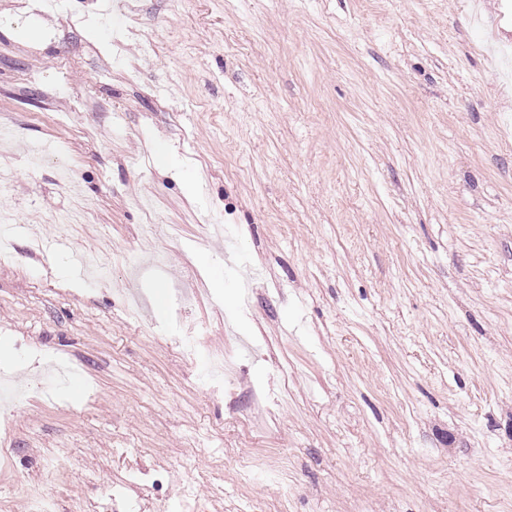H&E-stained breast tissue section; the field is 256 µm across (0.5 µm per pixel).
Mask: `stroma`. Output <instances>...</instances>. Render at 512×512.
I'll list each match as a JSON object with an SVG mask.
<instances>
[{
    "instance_id": "stroma-1",
    "label": "stroma",
    "mask_w": 512,
    "mask_h": 512,
    "mask_svg": "<svg viewBox=\"0 0 512 512\" xmlns=\"http://www.w3.org/2000/svg\"><path fill=\"white\" fill-rule=\"evenodd\" d=\"M469 12L0 0V124L95 205L62 234L52 165L15 157L0 512H512V80ZM144 224L167 269L132 280ZM229 327L249 347L210 389Z\"/></svg>"
}]
</instances>
